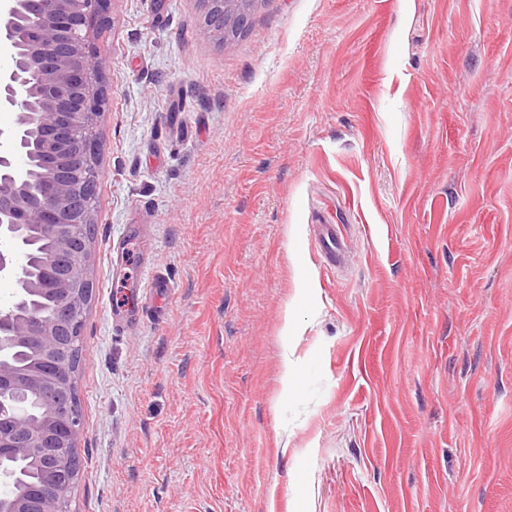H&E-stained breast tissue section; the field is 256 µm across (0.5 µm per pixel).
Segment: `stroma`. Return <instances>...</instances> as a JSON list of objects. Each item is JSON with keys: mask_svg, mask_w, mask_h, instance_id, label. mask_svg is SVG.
Here are the masks:
<instances>
[{"mask_svg": "<svg viewBox=\"0 0 512 512\" xmlns=\"http://www.w3.org/2000/svg\"><path fill=\"white\" fill-rule=\"evenodd\" d=\"M201 14L109 0L94 39L71 512H512V0ZM204 4L203 32L226 42L248 27L256 0H200ZM318 246L323 262L328 266H336L345 258L343 239L332 224H319L316 229Z\"/></svg>", "mask_w": 512, "mask_h": 512, "instance_id": "1", "label": "stroma"}]
</instances>
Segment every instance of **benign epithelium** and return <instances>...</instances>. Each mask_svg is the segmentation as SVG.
Wrapping results in <instances>:
<instances>
[{"label":"benign epithelium","instance_id":"7a95c632","mask_svg":"<svg viewBox=\"0 0 512 512\" xmlns=\"http://www.w3.org/2000/svg\"><path fill=\"white\" fill-rule=\"evenodd\" d=\"M203 32L227 41L248 27L256 0H202ZM107 0H3L0 38L11 58L17 44L13 28L23 21L35 29L23 55L28 77L16 67L0 73V109L15 112L10 139L16 143L51 141L59 151L51 166L33 172L23 153L0 154V238L19 234L26 224H40L51 234L61 258L51 255L38 280H26L21 253L0 252V274L27 281L30 290L60 306L52 319L34 323L21 316L0 315V352L10 337L25 336L36 347L39 362L22 374L0 365V380L48 395L51 409L38 422L20 417L15 409L0 421V452L37 458L47 452L56 466L71 471L80 436V415L73 394V355L81 341L80 327L89 304L88 225L93 223L96 192L79 193L78 186H97L99 170L92 165L96 151L97 117L104 97L105 66L92 54L91 38L107 19ZM65 485L47 489L35 512H64Z\"/></svg>","mask_w":512,"mask_h":512}]
</instances>
